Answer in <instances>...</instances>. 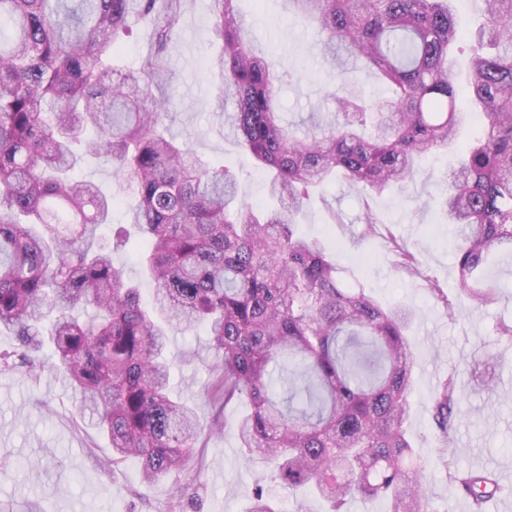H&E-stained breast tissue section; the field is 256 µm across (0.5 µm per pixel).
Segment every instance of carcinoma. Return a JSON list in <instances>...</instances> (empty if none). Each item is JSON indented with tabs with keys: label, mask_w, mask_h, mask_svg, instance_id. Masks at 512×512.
Instances as JSON below:
<instances>
[{
	"label": "carcinoma",
	"mask_w": 512,
	"mask_h": 512,
	"mask_svg": "<svg viewBox=\"0 0 512 512\" xmlns=\"http://www.w3.org/2000/svg\"><path fill=\"white\" fill-rule=\"evenodd\" d=\"M185 0H0V327L19 346L0 371L64 375L112 445L110 465L134 456L155 481L189 470L202 409L170 397L166 341L176 325L206 326L219 356L204 407L231 426L246 454L273 465L342 512L379 498L387 512H423L424 466L405 430L415 353L410 312L347 287L324 247L296 233L309 190L342 181L368 198L414 180L423 157L461 145L442 207L457 225V283L479 308L498 301L487 256L512 254V0H482V23L463 32L455 0H288L316 27L326 63L374 71L391 95L359 101L343 83L337 112L297 135L282 124L278 90L298 75L244 36L237 0H211L221 50L224 136L271 174L278 206L239 197L236 175L203 162L169 135L165 51ZM151 25L139 67L120 69L123 36ZM469 39L472 65L454 50ZM104 158L131 184L127 221L141 233L151 308L113 262L101 229L121 200L75 170ZM398 266L414 255L392 241ZM91 309L81 321L74 312ZM463 390L442 383L431 416L448 468V494L472 512L500 492L494 473L459 470L452 434ZM246 398L228 423L226 405ZM247 512H280L262 484Z\"/></svg>",
	"instance_id": "carcinoma-1"
}]
</instances>
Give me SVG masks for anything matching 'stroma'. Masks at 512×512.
Wrapping results in <instances>:
<instances>
[{
  "instance_id": "1",
  "label": "stroma",
  "mask_w": 512,
  "mask_h": 512,
  "mask_svg": "<svg viewBox=\"0 0 512 512\" xmlns=\"http://www.w3.org/2000/svg\"><path fill=\"white\" fill-rule=\"evenodd\" d=\"M238 8L251 25L254 43L272 49L280 69L299 74L278 93L285 119L303 127L313 114L333 110L335 102L325 87L334 76L319 56L318 37L289 15L286 0H239ZM177 27L179 37L166 49L173 68L165 89L172 102L166 119L171 133L208 163L231 167L247 202L268 203V176L250 153L225 138L218 83L204 71L205 59L217 50L209 34V0H187ZM449 170L447 156H430L422 177L374 198L371 208L379 225L372 237L361 235L363 208L357 194L340 183L312 196L298 230L324 246L348 285L365 288L381 305L401 304L413 312L409 334L415 363L406 432L425 464L426 512H470L467 500L449 496L448 472L434 453L439 441L431 405L439 384L450 377L465 390L453 463L461 470L495 473L504 491L485 503L484 512H512V342L495 333L499 321L512 320V257H491L486 275L501 286L502 297L474 309L457 287L456 228L446 223L440 208ZM337 215L342 218L338 224L333 221ZM390 233L415 254L425 279L397 271L386 242ZM432 280L460 317L448 316L429 290ZM168 357L172 395L200 403L217 360L205 327L174 328ZM490 374L497 380L492 393L483 387ZM78 406L62 375L47 372L34 380L0 372V500L13 502L16 512H167L184 474L146 484L134 458L105 469L109 441L89 426ZM199 453L201 473L180 512H247L265 464L245 462L230 429L203 433Z\"/></svg>"
}]
</instances>
